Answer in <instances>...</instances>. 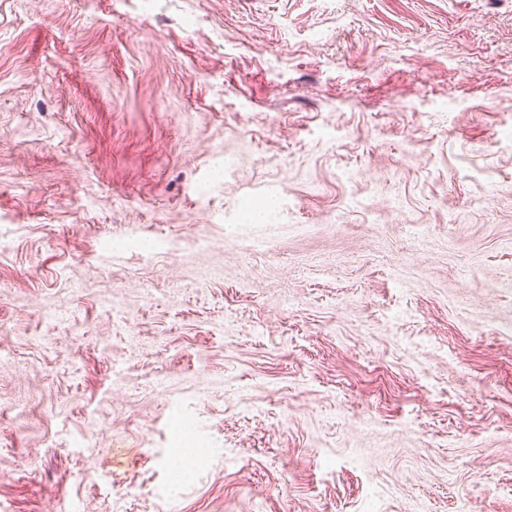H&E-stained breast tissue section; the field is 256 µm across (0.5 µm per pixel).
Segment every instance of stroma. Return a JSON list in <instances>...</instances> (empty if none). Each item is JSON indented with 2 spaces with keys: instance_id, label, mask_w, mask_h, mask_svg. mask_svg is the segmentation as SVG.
I'll return each instance as SVG.
<instances>
[{
  "instance_id": "35a3bbf8",
  "label": "stroma",
  "mask_w": 512,
  "mask_h": 512,
  "mask_svg": "<svg viewBox=\"0 0 512 512\" xmlns=\"http://www.w3.org/2000/svg\"><path fill=\"white\" fill-rule=\"evenodd\" d=\"M0 512H512V0H0Z\"/></svg>"
}]
</instances>
